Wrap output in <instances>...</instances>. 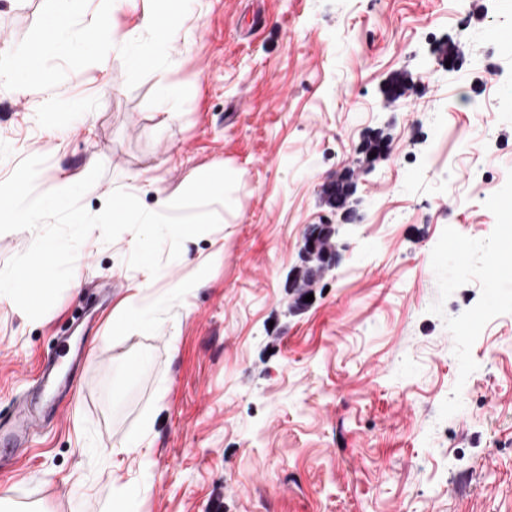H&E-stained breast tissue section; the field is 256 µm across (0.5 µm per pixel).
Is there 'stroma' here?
Segmentation results:
<instances>
[{
	"mask_svg": "<svg viewBox=\"0 0 512 512\" xmlns=\"http://www.w3.org/2000/svg\"><path fill=\"white\" fill-rule=\"evenodd\" d=\"M42 6L0 0V53ZM148 10L115 0L112 38L143 35ZM182 27L135 88L114 51L49 93L0 89V181L41 155L36 189H58L95 155L97 213L117 189L152 210L200 171L239 176L219 227L156 278L127 265L129 233L95 230L44 316L0 295V419L78 313L87 349L74 396L0 463V512H512V274L487 261L512 254V182L471 189L512 171V0H192ZM370 132L390 153L367 167ZM348 168L357 221L294 309L303 237L342 222L324 188ZM206 265L157 333L109 341L134 284L151 302Z\"/></svg>",
	"mask_w": 512,
	"mask_h": 512,
	"instance_id": "35a3bbf8",
	"label": "stroma"
}]
</instances>
